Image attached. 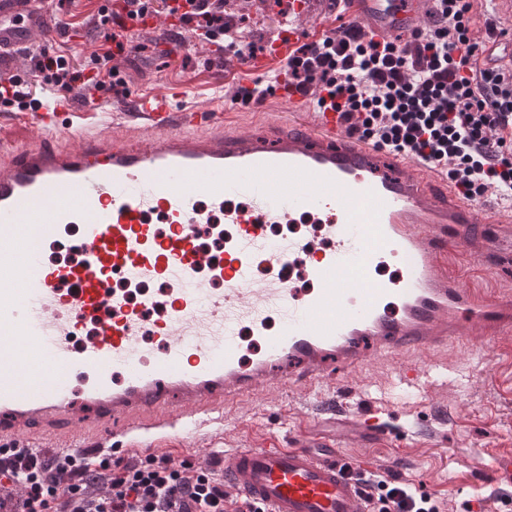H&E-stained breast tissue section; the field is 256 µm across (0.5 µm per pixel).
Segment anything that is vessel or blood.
I'll return each mask as SVG.
<instances>
[{
    "label": "vessel or blood",
    "instance_id": "1",
    "mask_svg": "<svg viewBox=\"0 0 512 512\" xmlns=\"http://www.w3.org/2000/svg\"><path fill=\"white\" fill-rule=\"evenodd\" d=\"M311 0L295 25L271 34L241 70L254 89L288 67ZM368 39L424 28L437 0H341ZM502 30L480 38L486 67L512 62V0H493ZM51 21L42 0H0V57L29 48ZM88 121L61 128L73 95ZM290 116L263 133L174 104L165 90L106 110L76 85L0 125V446L108 457L164 455L176 435L224 423L245 397L323 382L336 359L355 371L369 355H409L512 334V296L485 297L448 269V243L478 242L500 263L497 227L512 208L473 201L430 164L373 147L341 113L312 112L277 87ZM37 137H30V130ZM309 217L298 238L266 241L272 224ZM82 230L77 262L49 261L47 245ZM217 236L220 253L200 239ZM399 267L383 279L380 268ZM288 302L278 332L255 310ZM248 326L262 346L243 362L215 325ZM242 512H370L357 471L396 459L317 456L307 439L286 447L203 448Z\"/></svg>",
    "mask_w": 512,
    "mask_h": 512
}]
</instances>
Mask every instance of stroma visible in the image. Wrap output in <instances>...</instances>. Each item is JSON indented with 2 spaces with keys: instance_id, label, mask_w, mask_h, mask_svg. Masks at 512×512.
<instances>
[{
  "instance_id": "stroma-1",
  "label": "stroma",
  "mask_w": 512,
  "mask_h": 512,
  "mask_svg": "<svg viewBox=\"0 0 512 512\" xmlns=\"http://www.w3.org/2000/svg\"><path fill=\"white\" fill-rule=\"evenodd\" d=\"M246 20V42L263 46L278 31L272 0H238ZM56 19L72 14L75 28L53 43L54 53L81 64L100 51L104 40L94 18L92 0H77L71 10L51 0ZM132 48L116 58L125 81L121 93L108 92L112 110L125 108L132 95L152 87L169 90L177 104L210 108L216 93L232 95L241 79L226 68L222 57L205 45H186L181 39H159L152 30L133 34ZM448 259L458 276L473 288L495 295L512 292V263L487 266L474 252L450 245ZM431 372L421 386L399 379L404 359L371 358L356 372L332 365L329 378L312 389L260 392L228 408L223 435H184L174 440V461H196V448H256L266 439L290 443L306 423L351 454L385 459L399 450L410 456L398 475L428 485L446 512H463L462 502L476 482L475 468L495 467L512 457V335L491 336L484 344L452 345L443 351L418 354ZM352 412H374L387 428L383 437L364 442L350 430L336 403Z\"/></svg>"
}]
</instances>
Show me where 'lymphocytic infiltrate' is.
Segmentation results:
<instances>
[{"mask_svg":"<svg viewBox=\"0 0 512 512\" xmlns=\"http://www.w3.org/2000/svg\"><path fill=\"white\" fill-rule=\"evenodd\" d=\"M439 20L410 46L364 41L353 26L297 47L288 81L313 108L331 106L374 146L429 162L468 198L495 190L512 201V67L477 69L471 44L473 0H439ZM178 14L204 41L242 54L224 17V0H98L105 48L86 65L41 51L24 76H0V103L34 107V88L63 90L87 71L124 84L113 59L126 50L130 21ZM0 512H225L224 478L170 457L100 460L85 454L14 459L0 453ZM372 512H442L438 500L390 474L364 481Z\"/></svg>","mask_w":512,"mask_h":512,"instance_id":"f902f5d3","label":"lymphocytic infiltrate"}]
</instances>
